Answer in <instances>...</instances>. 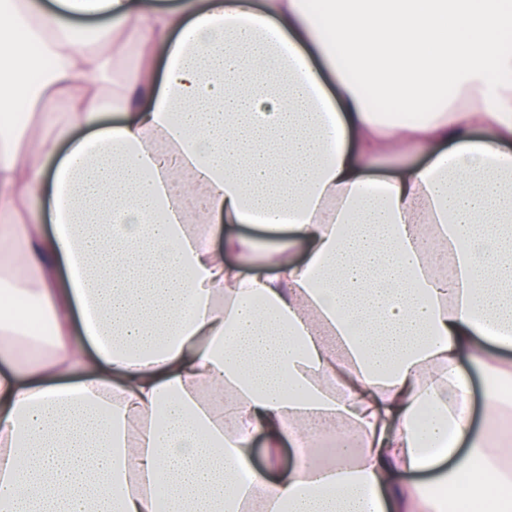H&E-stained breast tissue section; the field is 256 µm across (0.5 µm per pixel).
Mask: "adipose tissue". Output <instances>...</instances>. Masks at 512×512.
Here are the masks:
<instances>
[{
    "mask_svg": "<svg viewBox=\"0 0 512 512\" xmlns=\"http://www.w3.org/2000/svg\"><path fill=\"white\" fill-rule=\"evenodd\" d=\"M0 89V512H512V0H0ZM467 371L472 383L471 413L473 418V429L478 432L484 427L486 422L482 397L483 383L478 371L472 368H468Z\"/></svg>",
    "mask_w": 512,
    "mask_h": 512,
    "instance_id": "1",
    "label": "adipose tissue"
}]
</instances>
